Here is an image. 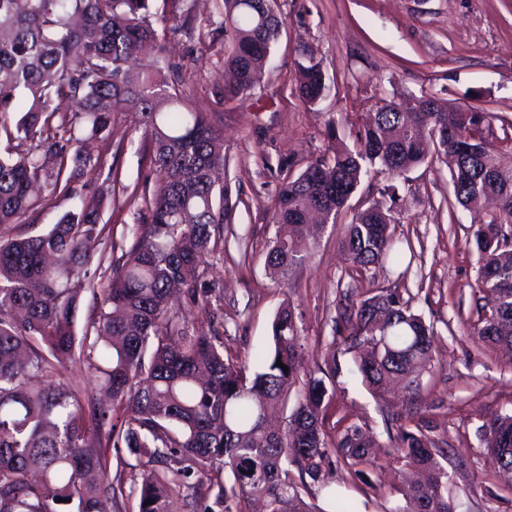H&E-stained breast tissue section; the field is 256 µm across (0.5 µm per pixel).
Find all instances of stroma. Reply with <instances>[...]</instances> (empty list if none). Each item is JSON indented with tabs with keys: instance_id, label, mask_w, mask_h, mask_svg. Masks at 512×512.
<instances>
[{
	"instance_id": "1",
	"label": "stroma",
	"mask_w": 512,
	"mask_h": 512,
	"mask_svg": "<svg viewBox=\"0 0 512 512\" xmlns=\"http://www.w3.org/2000/svg\"><path fill=\"white\" fill-rule=\"evenodd\" d=\"M180 7L191 12L193 30L163 42V54L188 70L193 106L224 131L226 248L209 276L221 289L214 306L224 312L225 349L242 357L268 351L275 314L290 302L306 338L305 368L329 361L338 367L331 420L366 425L388 445L390 417L402 412L407 395L372 393L351 374L336 301L355 286L398 289L434 326L436 364L421 381L429 403L422 418L428 435L448 451L456 512H512V474L499 472L478 435L486 416L512 414V360L469 335L477 319L478 252L469 242L471 215H452L445 165L432 161L398 176L374 170L339 217L347 222L394 187L396 232L414 250L406 273L380 268L353 281L330 225L319 233L312 258L287 280H272L264 267L281 183L335 140L356 145L379 99L433 93L459 108H483L498 116L495 146L512 148V0H276L283 27L269 72L231 100L224 97V42L211 35L215 0H181ZM303 46L320 61L329 87L312 107L296 94ZM86 148L121 172L124 193L102 209L103 223L121 232L139 221L155 188L141 133L133 121H122ZM323 471L337 498L353 502L356 512H396L404 504L403 469L387 453L378 454L368 486L338 468L334 456H326Z\"/></svg>"
}]
</instances>
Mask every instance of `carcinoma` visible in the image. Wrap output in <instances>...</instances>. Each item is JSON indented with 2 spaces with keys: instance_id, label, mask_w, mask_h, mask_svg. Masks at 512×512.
Segmentation results:
<instances>
[{
  "instance_id": "obj_1",
  "label": "carcinoma",
  "mask_w": 512,
  "mask_h": 512,
  "mask_svg": "<svg viewBox=\"0 0 512 512\" xmlns=\"http://www.w3.org/2000/svg\"><path fill=\"white\" fill-rule=\"evenodd\" d=\"M221 2L217 33L233 45L224 61L227 98L266 74L282 20L275 0ZM169 20L158 26L149 0H0V113L19 97L29 102L15 127L0 123L7 141L0 225L23 224L60 195L73 201L38 232L0 236V512H109L125 496L109 475L111 466L127 465L112 455L121 447L152 467L136 488L138 512H248L256 499L265 512H325L302 495L306 476L330 488L325 449L361 478L380 447L357 423L328 438L336 369L303 371L290 303L275 315L269 351L250 364L224 352L217 314L198 324L174 311L179 297L205 310L216 292L204 272L211 258L224 256V187L215 177L224 168V138L192 107L168 63L138 64L147 48L190 30L187 13ZM304 59L298 98L314 105L329 87L320 62ZM421 99L431 111L412 117L395 100H379L358 146L336 142L279 187L265 269L285 278L309 259L316 241L304 216L311 209L335 221L374 168L400 175L427 163L428 151L402 133L409 121L430 120L446 133L436 158L448 167L456 203L477 212L489 198L498 202L488 221L472 225L480 263L472 289L483 303L471 337L512 359V247L502 243L512 230V154L474 141L492 128L495 113L461 112L433 94ZM127 114L148 145L158 188L142 221L124 225L116 238L100 215L104 200L123 188L118 170L108 169L106 192L92 200L74 182L104 168L81 144ZM393 223L391 207L375 201L341 225L337 242L353 279L400 265L412 249ZM88 294L93 316L78 335ZM339 309L352 371L374 393L392 384L410 395L389 448L417 472L405 491L411 512H448V454L420 423L405 424L425 403L420 376L432 369L433 325L390 288H352ZM77 362L92 366L110 401L77 380H58ZM292 393L286 426L270 429L268 407L288 403ZM480 432L497 466L512 469V414L486 419ZM197 473L210 475L214 497L189 485Z\"/></svg>"
}]
</instances>
